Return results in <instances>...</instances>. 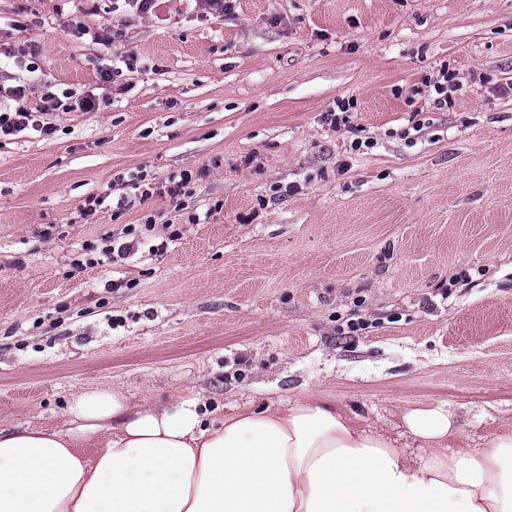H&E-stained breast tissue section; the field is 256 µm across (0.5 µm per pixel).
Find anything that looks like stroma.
Instances as JSON below:
<instances>
[{
    "label": "stroma",
    "instance_id": "35a3bbf8",
    "mask_svg": "<svg viewBox=\"0 0 512 512\" xmlns=\"http://www.w3.org/2000/svg\"><path fill=\"white\" fill-rule=\"evenodd\" d=\"M0 42L39 46L32 73L0 58L28 107L103 100L0 141L1 429L61 424L113 384L193 392L218 419L310 392L394 438L402 408L440 404L470 447L512 432V0H0ZM446 69L439 109L424 82ZM183 170L179 210L112 184ZM148 219L182 228L164 255L81 266ZM354 313L367 328L341 334Z\"/></svg>",
    "mask_w": 512,
    "mask_h": 512
}]
</instances>
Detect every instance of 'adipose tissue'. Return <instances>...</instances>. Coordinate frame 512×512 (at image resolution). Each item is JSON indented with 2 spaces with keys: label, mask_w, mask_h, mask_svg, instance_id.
I'll return each mask as SVG.
<instances>
[{
  "label": "adipose tissue",
  "mask_w": 512,
  "mask_h": 512,
  "mask_svg": "<svg viewBox=\"0 0 512 512\" xmlns=\"http://www.w3.org/2000/svg\"><path fill=\"white\" fill-rule=\"evenodd\" d=\"M401 439L335 400L209 418L198 396L76 394L58 427L0 429V512H512V433L469 447L447 406Z\"/></svg>",
  "instance_id": "ef3b65f1"
}]
</instances>
